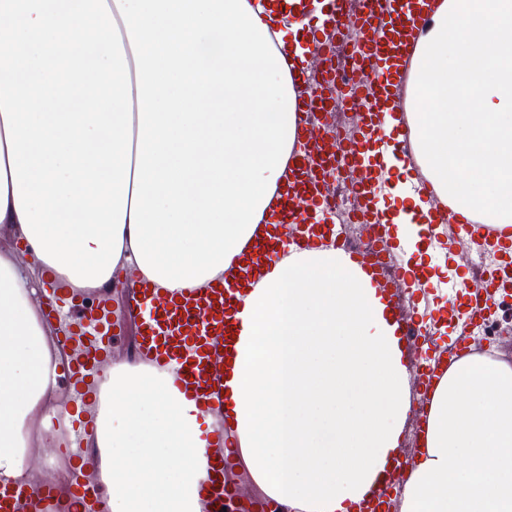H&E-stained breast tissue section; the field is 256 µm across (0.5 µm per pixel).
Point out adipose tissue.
Here are the masks:
<instances>
[{"mask_svg": "<svg viewBox=\"0 0 512 512\" xmlns=\"http://www.w3.org/2000/svg\"><path fill=\"white\" fill-rule=\"evenodd\" d=\"M281 0H0V480L71 448L47 412L66 390L106 450L83 472L98 512H210L223 416L253 495L351 512L410 410L388 303L342 250L285 248L241 297L222 414L177 364L107 356L61 388L30 287L95 288L125 269L174 294L223 279L274 208L298 133ZM406 512H512V363L460 359L428 414Z\"/></svg>", "mask_w": 512, "mask_h": 512, "instance_id": "adipose-tissue-1", "label": "adipose tissue"}]
</instances>
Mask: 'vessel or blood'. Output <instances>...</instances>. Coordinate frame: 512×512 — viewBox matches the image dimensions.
I'll return each mask as SVG.
<instances>
[{
    "mask_svg": "<svg viewBox=\"0 0 512 512\" xmlns=\"http://www.w3.org/2000/svg\"><path fill=\"white\" fill-rule=\"evenodd\" d=\"M433 0H364L354 21L363 29L366 40L353 53L365 63L368 79L351 91L349 102L360 115L359 142L353 150L352 165L362 171L365 188V209L361 216L371 232L382 229V217L376 209L373 190L390 188L392 179L383 164L367 165L363 154L369 144L391 147L396 155L404 157L410 141L409 132L395 133L385 124L387 113L404 114L407 94V67L416 40L431 14ZM289 20L298 23L299 32L309 35L316 27L332 32L343 23L341 0H325L321 18L296 12L286 5ZM335 94L328 86L303 84L298 98L300 114L327 111ZM326 129L305 126L303 141L288 163V180L282 203L274 216L269 232L246 246L243 264L238 267L229 286L187 289L177 295H162L151 287L135 281L124 286L125 323L131 328L127 350L135 356L155 355L177 361L181 373L178 387L195 398L200 407L220 409L223 403L224 374L214 367L213 355L226 349L235 333L233 312L242 286L275 260L276 243L295 244L311 248L319 241L339 243L340 237L331 218V202L327 191L324 162L318 158L317 144L325 138ZM407 177L416 192L432 203L429 211L418 213L415 222L424 236L440 240L447 224H455L469 238L475 250L494 251L504 239L502 228L472 220L457 219L455 213L437 201L430 183L422 176L416 162L406 160ZM352 259L371 275L372 287L387 298L402 348L412 353L416 366L411 370L413 395L431 398L436 386L451 365L469 348L461 339L449 341L446 351L428 356L425 347L414 340L413 320L405 312L402 291L396 282L386 280L378 260L362 252H352ZM42 314L54 326V347L58 352L62 371L68 372L74 383L85 382L94 375L103 354L111 352L112 338L118 333L112 322V286L104 284L92 293L79 292L54 281L44 284ZM497 297L487 295L461 296L454 317L455 323L468 325L490 306ZM80 347L79 356H72L73 347ZM425 420L414 426V454L404 457L390 455L376 479L359 502V512H389L391 502L399 497L392 482L394 473L401 469L413 470L416 457L425 444ZM70 444L82 464H100V455L88 448L80 423H72ZM31 495L20 483L0 481V512H24Z\"/></svg>",
    "mask_w": 512,
    "mask_h": 512,
    "instance_id": "obj_1",
    "label": "vessel or blood"
}]
</instances>
